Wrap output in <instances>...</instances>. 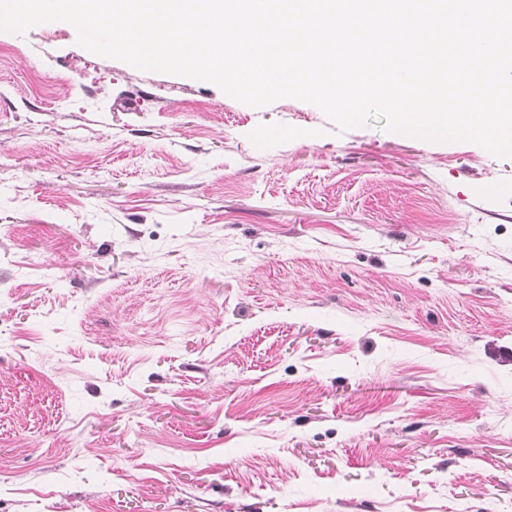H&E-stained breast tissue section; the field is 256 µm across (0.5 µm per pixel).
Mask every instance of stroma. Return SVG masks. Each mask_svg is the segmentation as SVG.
I'll return each instance as SVG.
<instances>
[{
    "mask_svg": "<svg viewBox=\"0 0 512 512\" xmlns=\"http://www.w3.org/2000/svg\"><path fill=\"white\" fill-rule=\"evenodd\" d=\"M0 512H512V158L0 31Z\"/></svg>",
    "mask_w": 512,
    "mask_h": 512,
    "instance_id": "1",
    "label": "stroma"
}]
</instances>
